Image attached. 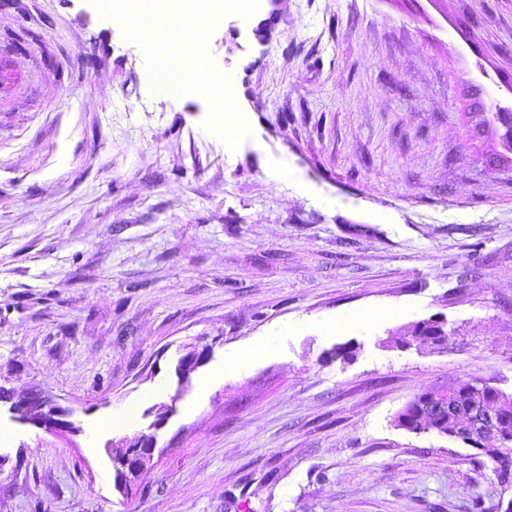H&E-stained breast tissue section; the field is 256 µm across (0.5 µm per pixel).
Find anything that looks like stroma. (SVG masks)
I'll use <instances>...</instances> for the list:
<instances>
[{"label": "stroma", "mask_w": 512, "mask_h": 512, "mask_svg": "<svg viewBox=\"0 0 512 512\" xmlns=\"http://www.w3.org/2000/svg\"><path fill=\"white\" fill-rule=\"evenodd\" d=\"M259 12L268 42L235 12L207 38L252 119L229 149L204 100L153 89L151 55L95 0H0V43L32 34L0 50L20 77L0 93V386L51 394L79 427L0 402V512L512 503L488 457L393 422L473 375L512 393V162L467 119L512 109V0ZM282 161L297 181L272 178ZM428 319L446 345L400 344ZM140 436L153 456L126 489L115 447ZM271 347L272 342L266 341L263 344L253 348H244L242 350L234 351L227 355V357L224 359V367L219 372H217V374L224 376V373L226 372L242 370L251 362L269 352Z\"/></svg>", "instance_id": "1"}]
</instances>
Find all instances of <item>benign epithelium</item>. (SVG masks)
I'll return each mask as SVG.
<instances>
[{"label":"benign epithelium","instance_id":"benign-epithelium-1","mask_svg":"<svg viewBox=\"0 0 512 512\" xmlns=\"http://www.w3.org/2000/svg\"><path fill=\"white\" fill-rule=\"evenodd\" d=\"M471 392L480 399L475 401L458 393L455 382L424 390L416 408L417 425L407 424L405 429L461 440L482 454L489 450L500 453L502 448L512 444V429L507 427V407L503 406L508 394L481 382L473 384ZM11 408L52 430L72 428V424L64 420V410L48 393L14 402ZM120 446L128 449L127 469L133 474L140 472L153 452V444L148 439L124 440Z\"/></svg>","mask_w":512,"mask_h":512}]
</instances>
